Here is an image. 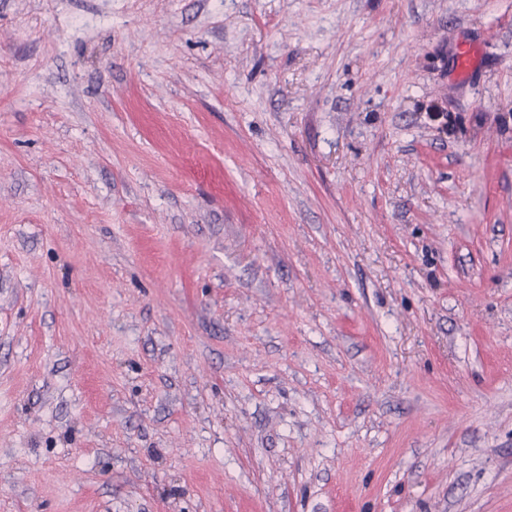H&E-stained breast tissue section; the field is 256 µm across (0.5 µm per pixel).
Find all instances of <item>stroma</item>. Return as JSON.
I'll return each mask as SVG.
<instances>
[{
	"label": "stroma",
	"mask_w": 512,
	"mask_h": 512,
	"mask_svg": "<svg viewBox=\"0 0 512 512\" xmlns=\"http://www.w3.org/2000/svg\"><path fill=\"white\" fill-rule=\"evenodd\" d=\"M0 512H512V0H0Z\"/></svg>",
	"instance_id": "35a3bbf8"
}]
</instances>
